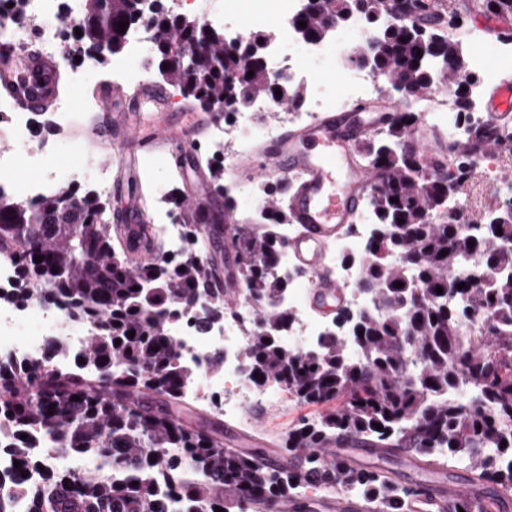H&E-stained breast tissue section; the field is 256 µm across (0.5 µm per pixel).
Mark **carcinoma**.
<instances>
[{"instance_id":"carcinoma-1","label":"carcinoma","mask_w":512,"mask_h":512,"mask_svg":"<svg viewBox=\"0 0 512 512\" xmlns=\"http://www.w3.org/2000/svg\"><path fill=\"white\" fill-rule=\"evenodd\" d=\"M140 2L93 0L78 25L82 36L72 31L69 37L89 51L104 46L116 54L126 41L117 24L132 22ZM472 9L505 17L512 15V0H472ZM319 11L363 18L376 44L369 68L407 101L418 102L435 82L466 71L455 29L460 16L451 7L432 10L417 0V14L406 21L389 13L386 0H322ZM154 29L163 78L196 102L224 101L227 117L261 94L293 107L304 100L302 86L267 70L261 35L218 45L212 27L160 7ZM184 41L197 45L185 63ZM418 120L419 113L406 109L382 136L356 146L379 175L366 199L375 230L390 227L387 235L371 236L362 260L365 284L377 301L360 313L342 308L336 315L341 325H353L356 357L333 333L302 352L277 341L287 317L275 299L286 294L288 281L272 269L284 245L278 226L289 223L288 210L274 207L266 222L238 225L230 241L240 260L239 287L254 302L246 347L251 380L280 383L305 403H341L283 439L284 454L299 456L295 469L261 463L257 450L224 447L219 421L193 426L183 418V389L195 372L181 358L172 324L188 316L204 332L224 317V290L212 287L211 264L199 247L202 215L182 212L189 246L176 264L158 252L135 264L130 242L112 240L94 190H69L35 204L0 192V254H13L18 267L11 297L35 294L93 331L72 366L57 364L68 351L61 339L28 364L0 357V431L11 434L0 453L21 462L14 475L0 477V512H11L20 497L28 512H170L173 504L175 512H215L217 506L223 512H279L304 496L309 475L323 490L351 489L381 512H403L413 491L383 473L351 470L328 458L324 449L340 437L364 448L462 462L473 481L511 493L512 201L467 234L457 213L443 206L489 147L512 155V132L493 136L485 124L466 127L453 142V171L425 179L422 154L406 150ZM67 197L77 207H68ZM475 251L482 257L478 269L448 277ZM36 255L43 260L35 262ZM452 390L466 398H449ZM74 395L80 400H71ZM33 432L46 440L39 456L21 438ZM59 453L99 458L117 476L58 469L52 461ZM31 469L42 475L36 485L21 476Z\"/></svg>"}]
</instances>
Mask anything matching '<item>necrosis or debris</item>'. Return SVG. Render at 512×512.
Returning <instances> with one entry per match:
<instances>
[{
    "label": "necrosis or debris",
    "mask_w": 512,
    "mask_h": 512,
    "mask_svg": "<svg viewBox=\"0 0 512 512\" xmlns=\"http://www.w3.org/2000/svg\"><path fill=\"white\" fill-rule=\"evenodd\" d=\"M28 13L31 18H36V25L14 19L8 0H0V48L11 51L33 42L42 53L54 55L60 52L55 0H28ZM369 37L370 32L362 20L354 18L337 40L336 54L342 57V66L348 69L349 79L336 92L330 91L323 83L319 69L309 56L288 51L281 37H274L267 51V63L272 74L304 82L308 94L305 107L290 112L292 121L306 123L315 117L318 110L342 108L376 95L378 76L351 65L349 61L351 42H365ZM275 107L271 100L254 102L245 110L234 113L224 126L226 157H233L237 145L258 136L275 135V127L257 120L258 113ZM0 111L10 115L7 126L0 127V138L12 145L11 151L0 152V189L10 191L28 203L38 202L48 188L64 191L67 180H61L56 172L54 144L32 139L31 116L20 111L11 97L0 98ZM418 112L424 123L440 129L449 139H457L464 133L459 110L453 100L447 98L443 86H434L421 98ZM372 221L370 210H362L357 223L340 239L330 257L336 280L344 288L346 304L356 310L369 304L368 297L359 292L358 283L363 276L361 261L367 251ZM276 270L279 275L287 277L291 285L290 294L280 302L281 309L290 317L289 324L280 335L282 343L293 346L317 342L329 326L315 317L300 300L302 290L311 287L312 277L299 273L284 255L280 256ZM250 321V311L242 305L228 310L222 322L204 333L197 332L188 320L173 327L183 357L202 369L201 374L195 375L186 387V395L198 401H216L218 412L229 419L243 418L252 405H270L282 391L281 385L274 381L268 382L263 389L254 387L242 369L239 357L246 346ZM74 327V321L64 308L44 306L37 296H29L20 303L2 302L0 355L33 360L41 354L49 339L57 337L68 340L74 350H82L86 336L75 333ZM210 354L222 357L221 372L203 369L202 364Z\"/></svg>",
    "instance_id": "1"
}]
</instances>
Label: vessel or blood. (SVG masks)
Here are the masks:
<instances>
[{
	"instance_id": "vessel-or-blood-1",
	"label": "vessel or blood",
	"mask_w": 512,
	"mask_h": 512,
	"mask_svg": "<svg viewBox=\"0 0 512 512\" xmlns=\"http://www.w3.org/2000/svg\"><path fill=\"white\" fill-rule=\"evenodd\" d=\"M55 69L52 57L20 49L0 57V89L11 93L18 106L27 111L40 109L57 96L49 76ZM158 89L140 93L134 111H127L120 92L104 88L99 108L111 117V128L100 136L106 155H114L128 143L140 140L143 130L164 140L176 149L187 142L184 129L170 124L163 113L156 111ZM399 110L398 104L386 97L363 102L347 112H327L311 123L284 128L266 153L246 158L243 165L252 173L266 178L298 175L299 181L289 195L288 214L299 224V233L289 246L300 268L311 274L309 289L311 306L324 314L341 306L344 289L336 281L326 263L327 252L352 223L361 203L375 184L378 175L361 163L356 145L371 131L390 126ZM487 114L498 127L512 121V81L501 82L487 103ZM185 209L213 214L217 193L206 174H199L186 189L182 200ZM224 445L241 451L261 449L265 461L292 466L296 460L284 455L262 431L240 433L228 430ZM328 456L336 457L353 469L364 468L368 459L385 456L382 448H359L340 440L327 448ZM469 498L475 507H482L478 490L439 479L417 487L408 504V512H446L449 502ZM316 512H372L371 506L336 492L318 499Z\"/></svg>"
}]
</instances>
